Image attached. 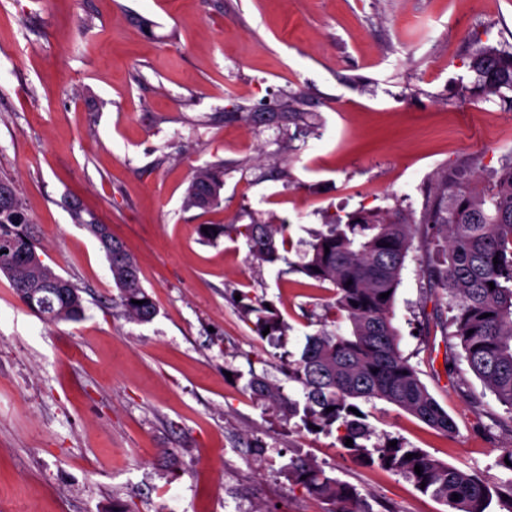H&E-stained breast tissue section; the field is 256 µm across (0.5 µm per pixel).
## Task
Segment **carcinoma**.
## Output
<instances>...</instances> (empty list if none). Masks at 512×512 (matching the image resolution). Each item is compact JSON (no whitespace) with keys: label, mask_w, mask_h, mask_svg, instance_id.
Instances as JSON below:
<instances>
[{"label":"carcinoma","mask_w":512,"mask_h":512,"mask_svg":"<svg viewBox=\"0 0 512 512\" xmlns=\"http://www.w3.org/2000/svg\"><path fill=\"white\" fill-rule=\"evenodd\" d=\"M473 86H461L487 101L512 109V45H485L471 57ZM224 162L197 169L185 196L188 208L211 209L221 205ZM73 223L90 234L104 227L94 214L79 204L70 209ZM419 223L426 241L442 259L426 269L429 284L447 292L454 318V336L473 374L496 400L512 414V156L480 187L464 178L461 169L439 175L426 191L420 218L401 210L360 211L347 221L330 218L326 230L315 235L307 261L295 264L288 258L292 241L286 224H216L206 237H241L260 264L283 262L289 269L332 286V301L322 305V320L342 318L350 327L344 334L321 332L306 337L299 359L288 362V380L296 391L268 380L250 369L247 388L253 400L278 413L299 428L313 424L321 431L337 432L350 451L380 466L400 472L429 493L448 512H491L498 499L512 512V478L506 491H491L478 477L453 469L417 448L399 442L367 444L371 431L362 417L349 411L360 400H385L412 414L437 431L450 435L453 422L431 396L416 369L399 350L391 310L400 274L411 247L412 225ZM106 253L117 295L112 308L120 316L140 323L151 322L158 308L144 288L136 259L124 244L110 238ZM39 249L35 224L12 178L0 175V273L10 282L15 297L19 286L57 281V288H42L27 300V308L47 323L78 320L84 313L82 288L56 273L48 264L32 259ZM498 263H493V258ZM495 288H490L489 283ZM388 298H380V294ZM141 304H136V301ZM244 316L256 314L257 333L272 343L282 342L288 325L275 306L254 303L241 294ZM488 317H483V314ZM333 411L328 412L326 408ZM412 459H406V455ZM421 466V473L414 471ZM288 481L307 493L339 504L337 512H369L357 489L327 473L319 465L293 457L281 468Z\"/></svg>","instance_id":"1"}]
</instances>
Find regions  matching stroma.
<instances>
[{"label": "stroma", "mask_w": 512, "mask_h": 512, "mask_svg": "<svg viewBox=\"0 0 512 512\" xmlns=\"http://www.w3.org/2000/svg\"><path fill=\"white\" fill-rule=\"evenodd\" d=\"M500 42L512 44V0H0V172L84 305L80 320L45 323L0 275V512H333L280 475L296 456L354 485L370 512H446L251 398L248 371L284 382L307 336L348 322L322 325L330 290L199 227L287 225L297 263L332 216L420 213L437 174L469 157L487 182L512 153V111L461 87L475 47ZM293 101L312 115L301 131L280 116ZM217 160L221 206L185 208L195 169ZM70 201L136 257L152 322L113 312L105 253ZM431 257L413 238L392 324L454 432L380 399L360 408L373 441L494 488L512 477L499 463L512 426L462 357L449 297L425 278ZM238 290L276 306L282 345L254 332Z\"/></svg>", "instance_id": "1"}]
</instances>
